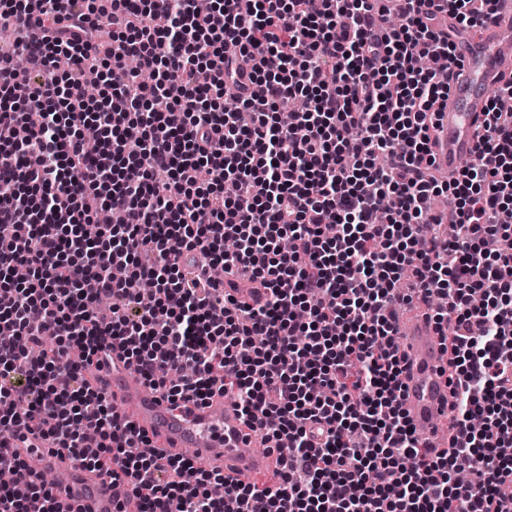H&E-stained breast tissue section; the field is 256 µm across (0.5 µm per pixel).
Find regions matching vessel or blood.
<instances>
[{"mask_svg": "<svg viewBox=\"0 0 512 512\" xmlns=\"http://www.w3.org/2000/svg\"><path fill=\"white\" fill-rule=\"evenodd\" d=\"M474 37L458 33L457 53L461 74L431 134L434 165L446 178H455L463 159L474 157L476 134L485 118L490 92L512 80V0H497L493 18ZM396 344L407 358L401 376L403 408L416 436L432 443L441 437L448 414L451 389L442 369L446 364L442 336L426 316L399 317ZM99 385L112 397L124 420L145 433L165 455L192 449L196 461L223 473L225 479L243 484L276 464L270 449L274 440L261 420L245 422L239 409L215 396L206 403L170 402L146 386L136 370L113 361L99 370ZM15 457L38 461L41 469L55 473L63 512H114V502L134 512L137 501L133 483L124 477L109 480L96 472L48 452L31 438L13 451Z\"/></svg>", "mask_w": 512, "mask_h": 512, "instance_id": "obj_1", "label": "vessel or blood"}]
</instances>
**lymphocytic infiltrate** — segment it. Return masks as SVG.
Returning <instances> with one entry per match:
<instances>
[{"instance_id":"1","label":"lymphocytic infiltrate","mask_w":512,"mask_h":512,"mask_svg":"<svg viewBox=\"0 0 512 512\" xmlns=\"http://www.w3.org/2000/svg\"><path fill=\"white\" fill-rule=\"evenodd\" d=\"M249 2L0 0L1 27L37 29L0 51V512H62L10 455L26 434L132 480L136 512H512V81L442 181L430 134L459 62L435 0L388 28V0ZM239 269L257 306L228 291ZM438 295L458 435L428 458L390 310ZM116 347L170 399L264 417L281 469L230 485L185 455H131L144 435L88 375Z\"/></svg>"}]
</instances>
